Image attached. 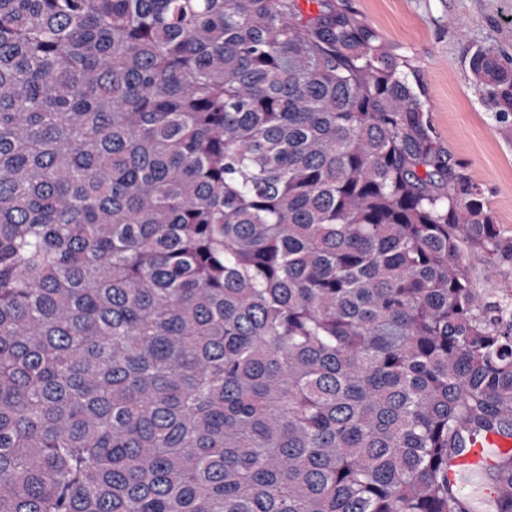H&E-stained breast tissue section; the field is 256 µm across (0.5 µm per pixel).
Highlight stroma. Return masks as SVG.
Listing matches in <instances>:
<instances>
[{
  "label": "stroma",
  "instance_id": "35a3bbf8",
  "mask_svg": "<svg viewBox=\"0 0 512 512\" xmlns=\"http://www.w3.org/2000/svg\"><path fill=\"white\" fill-rule=\"evenodd\" d=\"M411 64L437 142L477 184L497 224L512 236V131L497 124L473 83L480 46L512 56V0H342Z\"/></svg>",
  "mask_w": 512,
  "mask_h": 512
}]
</instances>
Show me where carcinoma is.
Returning <instances> with one entry per match:
<instances>
[{
	"label": "carcinoma",
	"mask_w": 512,
	"mask_h": 512,
	"mask_svg": "<svg viewBox=\"0 0 512 512\" xmlns=\"http://www.w3.org/2000/svg\"><path fill=\"white\" fill-rule=\"evenodd\" d=\"M311 2L0 0V512H512V237ZM468 264L481 291L500 296L512 293L511 270L493 271L480 253L469 255ZM512 454L511 438L487 432L475 439L470 448L461 454L448 470V481L457 485L466 474L485 471L495 465L496 456Z\"/></svg>",
	"instance_id": "cac0c4a2"
}]
</instances>
